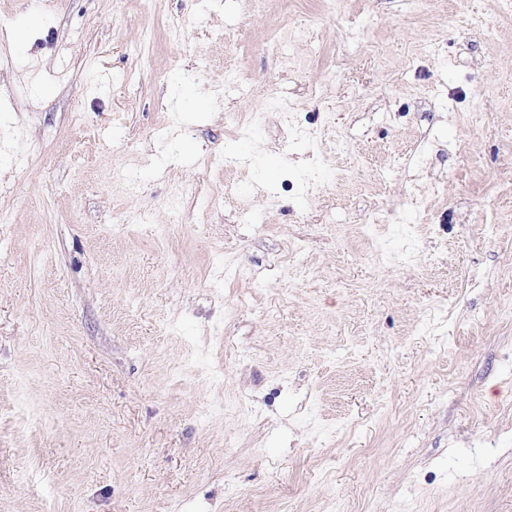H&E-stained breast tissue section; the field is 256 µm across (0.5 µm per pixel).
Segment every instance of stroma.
<instances>
[{
  "label": "stroma",
  "instance_id": "35a3bbf8",
  "mask_svg": "<svg viewBox=\"0 0 512 512\" xmlns=\"http://www.w3.org/2000/svg\"><path fill=\"white\" fill-rule=\"evenodd\" d=\"M334 501L512 512V0H0V512Z\"/></svg>",
  "mask_w": 512,
  "mask_h": 512
}]
</instances>
